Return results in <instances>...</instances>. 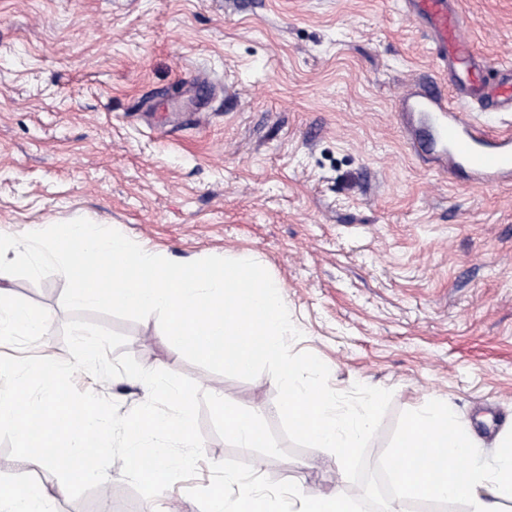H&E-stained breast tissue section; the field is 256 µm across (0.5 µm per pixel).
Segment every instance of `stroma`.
<instances>
[{
  "instance_id": "stroma-1",
  "label": "stroma",
  "mask_w": 512,
  "mask_h": 512,
  "mask_svg": "<svg viewBox=\"0 0 512 512\" xmlns=\"http://www.w3.org/2000/svg\"><path fill=\"white\" fill-rule=\"evenodd\" d=\"M488 79L512 66V0H455ZM448 89L425 24L405 0H0V234L86 218L193 261L252 252L281 282L329 384L392 390L368 457L399 414L448 398L484 440L512 422V185L440 175L406 144L398 94ZM0 286L48 318L0 355L68 359L64 281L9 274ZM89 321L127 337L144 367L260 408L278 426L277 387L208 372L168 349L156 317ZM79 390L127 413L145 390L81 372ZM195 478L156 499L109 467L108 493L73 500L40 464L0 446V482L29 483L56 512H204L223 488L258 485L274 507L290 485L352 492L331 452L238 450L202 420Z\"/></svg>"
}]
</instances>
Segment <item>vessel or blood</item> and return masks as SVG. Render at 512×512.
<instances>
[{"label":"vessel or blood","mask_w":512,"mask_h":512,"mask_svg":"<svg viewBox=\"0 0 512 512\" xmlns=\"http://www.w3.org/2000/svg\"><path fill=\"white\" fill-rule=\"evenodd\" d=\"M412 16L429 28L439 60L463 67L455 76V96L429 89L405 96L411 144L415 153L451 173L466 170L477 187L512 182V129L494 130L473 119L468 102L512 107V76L497 82L484 77L486 63L470 43L464 22L450 0H407Z\"/></svg>","instance_id":"1"}]
</instances>
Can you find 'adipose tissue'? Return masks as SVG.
<instances>
[{"instance_id":"1","label":"adipose tissue","mask_w":512,"mask_h":512,"mask_svg":"<svg viewBox=\"0 0 512 512\" xmlns=\"http://www.w3.org/2000/svg\"><path fill=\"white\" fill-rule=\"evenodd\" d=\"M46 319L0 289V335L38 336ZM485 451L471 424L447 399L434 398L411 415L395 455L393 477L402 497L467 503L470 512H503L512 502V430ZM0 512H54L52 497L34 486L0 485ZM288 512H354L342 491L293 487Z\"/></svg>"}]
</instances>
